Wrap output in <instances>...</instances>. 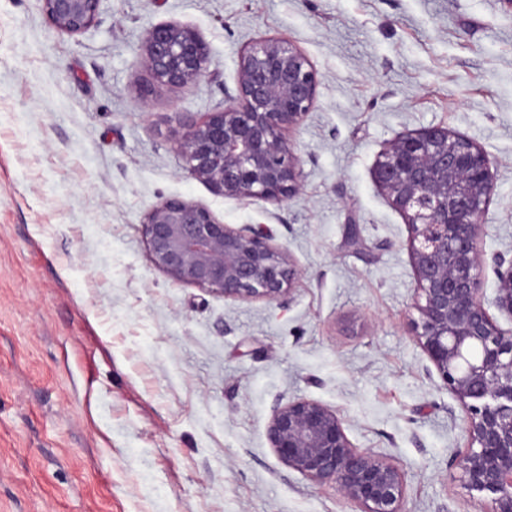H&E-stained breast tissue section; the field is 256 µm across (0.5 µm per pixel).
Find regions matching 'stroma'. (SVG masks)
I'll return each mask as SVG.
<instances>
[{"label": "stroma", "mask_w": 512, "mask_h": 512, "mask_svg": "<svg viewBox=\"0 0 512 512\" xmlns=\"http://www.w3.org/2000/svg\"><path fill=\"white\" fill-rule=\"evenodd\" d=\"M161 24L209 45L196 85L139 65ZM280 36L318 79L286 134L302 188L215 194L185 170L177 115L222 110L245 48ZM433 126L491 160L494 299L512 258L500 0H102L76 35L42 0H0V512H360L270 447L274 407L297 398L400 467L403 512H475L451 465L463 412L415 336L409 229L374 180L391 141ZM172 196L267 229L298 271L289 295L234 301L156 269L142 224Z\"/></svg>", "instance_id": "1"}]
</instances>
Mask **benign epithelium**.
<instances>
[{
	"mask_svg": "<svg viewBox=\"0 0 512 512\" xmlns=\"http://www.w3.org/2000/svg\"><path fill=\"white\" fill-rule=\"evenodd\" d=\"M101 0H43L60 31L80 33ZM210 48L178 25L147 31L140 65L159 84L185 87L205 75ZM316 71L288 38L258 40L243 52L237 95L203 120L182 112L177 150L188 173L216 193L283 201L297 195L300 160L285 133L311 111ZM374 178L410 229L419 313L416 337L462 406L467 446L453 465L486 493L479 512H512V259L497 261L496 295L481 282L482 218L493 192L483 148L446 127L398 135ZM151 261L172 280L227 299L277 301L296 276L287 250L262 228H233L180 197L154 206L143 222ZM266 436L281 462L317 484L333 483L361 512H402L404 484L394 462L349 440L337 411L308 398L274 407Z\"/></svg>",
	"mask_w": 512,
	"mask_h": 512,
	"instance_id": "obj_1",
	"label": "benign epithelium"
}]
</instances>
